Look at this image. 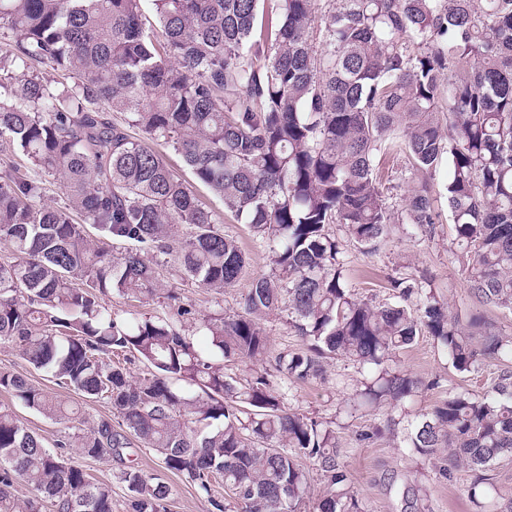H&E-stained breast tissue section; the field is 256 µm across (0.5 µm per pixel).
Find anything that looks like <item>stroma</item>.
Masks as SVG:
<instances>
[{
    "label": "stroma",
    "instance_id": "35a3bbf8",
    "mask_svg": "<svg viewBox=\"0 0 512 512\" xmlns=\"http://www.w3.org/2000/svg\"><path fill=\"white\" fill-rule=\"evenodd\" d=\"M201 199L216 213L222 214L224 230L239 239L249 250V265L237 285L217 295L203 288H182V295L192 301L203 313L224 310L231 314L239 309V301L246 293L252 278L265 271L264 252L254 249L245 225L237 223L225 213L223 203L207 190H200ZM454 228L448 214H441L434 234L409 237L401 229H394L380 250L373 254L362 252L353 244H345L344 258L349 270V286L358 295L388 302L392 299L389 281L401 273H424L440 289L448 303L450 314L467 319L477 305L470 294L460 251L453 242ZM401 365L411 376L420 379L424 387L415 397L412 407L426 412L445 398L448 389L466 391L480 396L488 389L500 371L499 360H487L476 375H461L449 365L447 357L437 348L430 336L418 338L412 348L404 352ZM23 376L28 383L69 401L79 409L78 419L59 423L27 409L11 393L0 391V403L12 406L18 418L29 430L42 438L46 446H53L61 435L89 428L100 418L110 416L111 406L103 399H88L58 387L50 375L35 369L9 344H0V370ZM365 374L357 366L335 359L328 363L324 379L290 387L286 394L287 407L323 421L334 420L340 425L337 433L340 459L350 471L352 486L363 501L366 512H400L399 499L390 491L386 478L397 474L425 489L430 512H477L476 504L468 496L473 472L465 463H458L450 477H443L440 468L451 451L439 449L436 457L427 458L409 453L404 446L405 425L394 432L384 433L365 447L357 446L360 431L385 423L388 410L366 406L354 415H346L340 406L364 380ZM131 463L144 474L159 478L171 489L168 512H213L212 499H221L226 512H240L232 494L222 480L212 482L211 494L197 492L180 477L161 468L155 451L134 447L129 451ZM83 468L93 480L112 486V512H128V492L120 479L121 463L107 458L82 459Z\"/></svg>",
    "mask_w": 512,
    "mask_h": 512
}]
</instances>
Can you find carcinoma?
I'll return each mask as SVG.
<instances>
[{
    "instance_id": "1",
    "label": "carcinoma",
    "mask_w": 512,
    "mask_h": 512,
    "mask_svg": "<svg viewBox=\"0 0 512 512\" xmlns=\"http://www.w3.org/2000/svg\"><path fill=\"white\" fill-rule=\"evenodd\" d=\"M260 2L0 0V241L11 252L0 260V344L113 414L51 449L0 404V512L45 502L112 512V486L69 451L123 462L135 441L208 496L222 477L241 512H301L304 458L324 484L318 512H364L336 422L284 403L285 384L323 378L338 357L375 368L347 412L389 406L386 428L407 419L413 452L448 447L481 468L512 456L511 368L481 397L450 389L418 413L419 381L399 367L426 334L471 374L512 354V336L480 313L463 328L423 275L393 278L395 302L357 296L335 230L375 253L393 224L432 233L443 201L471 293L512 310V0H276L265 20ZM387 155L403 156L413 180L399 209L380 187ZM445 161L441 194L430 178ZM48 177L64 190L57 206L44 199ZM196 185L268 259L232 315H201L167 287L222 293L249 264ZM108 294L162 298L168 313L118 318L101 303ZM282 313L303 346L273 352L262 321ZM235 360L245 374L224 372ZM132 362L143 365L136 378ZM0 390L74 420L20 375L1 370ZM121 480L130 512H167L159 478L128 466ZM387 482L401 512H425L422 488ZM471 496L497 512L489 479Z\"/></svg>"
}]
</instances>
